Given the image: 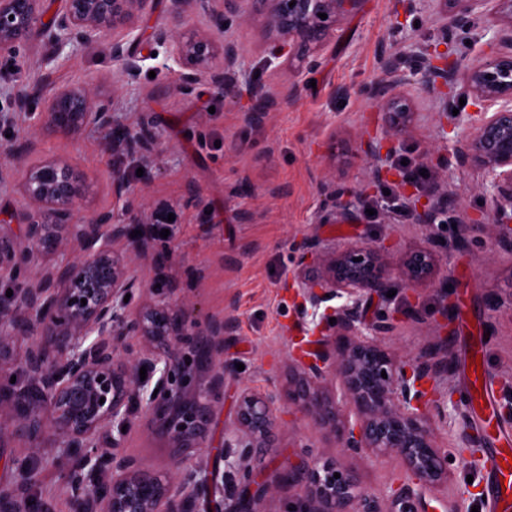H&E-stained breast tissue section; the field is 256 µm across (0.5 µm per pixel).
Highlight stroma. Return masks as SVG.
<instances>
[{"mask_svg":"<svg viewBox=\"0 0 512 512\" xmlns=\"http://www.w3.org/2000/svg\"><path fill=\"white\" fill-rule=\"evenodd\" d=\"M485 26V18L478 17L467 27L445 28L435 0H360L342 17L320 53V68L310 75L269 54L257 18L231 30L252 73L233 99L216 96L205 84L189 93L178 91L180 68L171 63L168 46L147 37L136 46L141 61L133 77L118 76L105 48L80 50L32 75H47L56 86L85 83L113 99L112 128L88 129L73 138L40 134L42 104L32 96L28 113L10 130L8 143L21 161L0 186V210L18 206L16 186L25 166L48 158L82 175L83 216L103 211L120 216L138 203L167 204L176 220L168 238L156 241L153 255L134 268L144 285L134 290L132 305L151 301L147 284L173 285L200 318L227 322L224 358L237 369L226 377L216 404L221 422L231 418L244 390L268 392L283 385L290 355L314 334L315 325L299 314L294 293L299 277L316 269L298 266L294 240L313 235L328 248L374 239L395 260L414 249L431 250L438 257L434 287L397 290L377 301L369 314L396 315L383 342L397 357L431 353L448 360L437 379L447 417L430 418L437 444L450 459L448 481L434 490L430 506L434 512H489L483 487L493 443L467 446L470 422L483 407L468 404L462 387L471 378L470 359L480 358L483 381L494 387L499 406L512 404V245L492 246L491 228L481 222L492 206L482 175L455 158L460 129L453 111L474 112L478 105L461 99L455 89L441 95L427 94L416 84L403 89L413 118L385 166L405 175L426 169L430 179L420 183L421 195L445 186L447 224H415L399 182L378 176L360 149L364 140L384 134L383 108L371 94L372 84L383 76L384 55L408 39L444 40L460 67L500 51ZM294 82L299 85L294 101L251 116L254 103ZM144 123L160 145L156 161L113 150V139ZM116 169L127 179L121 190L112 186ZM347 186L363 191L355 222L327 223L329 189ZM278 438L277 460L251 459L267 482L260 512H284L293 489L281 473L310 449L355 470L363 487L380 497L403 474L395 456L350 452L293 416L283 417ZM123 446L149 468L164 472L170 466L166 441L144 427L131 426ZM20 460L36 473L24 488L27 512H73L64 475L77 459L68 449L35 450L13 436L0 448V484L16 483Z\"/></svg>","mask_w":512,"mask_h":512,"instance_id":"stroma-1","label":"stroma"}]
</instances>
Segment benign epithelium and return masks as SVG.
Here are the masks:
<instances>
[{
    "instance_id": "obj_1",
    "label": "benign epithelium",
    "mask_w": 512,
    "mask_h": 512,
    "mask_svg": "<svg viewBox=\"0 0 512 512\" xmlns=\"http://www.w3.org/2000/svg\"><path fill=\"white\" fill-rule=\"evenodd\" d=\"M295 5H290V2ZM178 25L201 9L212 13L225 32L217 39L210 30L179 35L159 27L153 37L171 46V57L183 68L178 89L188 92L206 83L215 94L234 97L239 78L246 76L241 46L230 28L246 22V0H170ZM263 12L269 53L295 59L306 70L319 65L318 53L336 26L358 0H251ZM451 5V23L465 27L474 17L489 18L504 32L508 50L476 61L458 72L448 68L444 54L430 44L414 45L415 64L401 69L405 53L383 58L384 78L372 86L386 109V135L399 139L412 113L398 87L416 81L433 93L438 81H460L461 93L483 106L481 112L457 115L461 145L457 159L480 171L495 210L491 224L512 237V0H437ZM156 9V0H62L44 20L45 0H0V67L20 75L35 67L23 54L29 42L49 50V63L65 48L101 46L132 76L139 70L134 32ZM327 14L322 19L319 14ZM292 84L270 94L256 112H272L296 97ZM9 110H0V124L13 125L27 111L23 92H4ZM39 127L76 136L87 128L104 132L112 125V104L87 85L48 87ZM122 146L129 151H155L150 129L130 132ZM19 207L0 217V282L13 287L15 306H0V357L15 337L32 338L22 368L33 387L21 392L0 390V444L19 428L31 448L74 449L83 463L104 464L109 478L89 488L83 477L67 485L74 512H195L199 493H208L212 512H258L265 491L247 461L256 452L273 455L275 404L299 414L342 447L357 453L392 454L406 477L380 498L364 490L356 472L324 461L318 455L288 465L282 478L295 490L289 512H429L427 492L447 480V458L428 423L427 386L437 378L438 363L402 361L379 338L394 326L382 316L368 321L360 311L365 297H385L395 282L411 288L426 283L437 257L426 249L406 253L394 265L374 240L322 249L313 237L296 244L299 263L317 264L316 279L301 280L302 314L325 307V318H336L321 350L292 357L297 372L286 385L268 393L244 391L222 442L210 437L213 401L224 391L229 367L224 363V320L202 325L186 305L170 298L172 289L154 302L135 309L124 297L139 287L130 272L133 261L153 251V242L131 234L132 224H153L157 211L147 206L124 217L100 213L79 217L77 177L66 163L49 159L28 166L18 184ZM342 189L331 194L334 214L343 222L355 219ZM437 202L408 199L407 212L416 223L432 226ZM24 226L25 245L2 228ZM73 249L79 257L50 264V258ZM347 296L333 309L328 302ZM86 303H81V299ZM138 340L132 348L127 340ZM146 368V379L140 369ZM387 377H382L381 372ZM105 402H100V399ZM137 406L145 427L164 437L173 449L171 471L160 475L126 454L111 429L129 425ZM112 439V450L101 442ZM209 448L211 464L192 463L195 450ZM236 472L244 489L224 510L220 472ZM340 477H334V474ZM0 485V512H26L22 484Z\"/></svg>"
}]
</instances>
